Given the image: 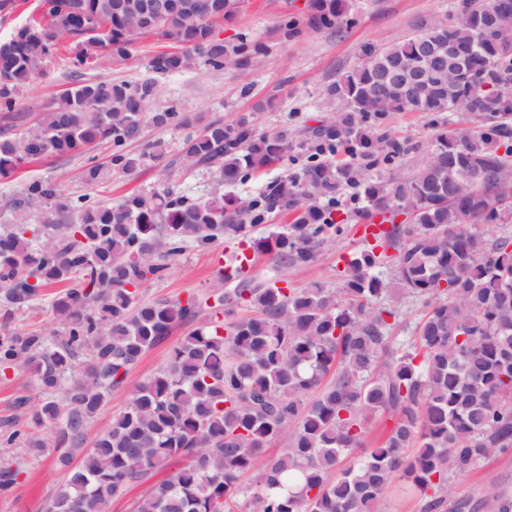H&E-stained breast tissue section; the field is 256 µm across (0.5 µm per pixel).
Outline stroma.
<instances>
[{
  "mask_svg": "<svg viewBox=\"0 0 512 512\" xmlns=\"http://www.w3.org/2000/svg\"><path fill=\"white\" fill-rule=\"evenodd\" d=\"M459 0H355L346 23L333 29L307 27L305 0H242L240 11L214 26L215 35L228 44L247 41L263 45L266 56L262 65L240 69L227 64L216 68L205 62L175 73L155 70L152 59L162 53L177 51L178 45L157 34L142 37L128 54L88 65L79 73H71L65 59L76 49L74 38H63L56 54L44 60L30 82L16 97L9 112H0V132L15 131V116L34 123L51 107L64 88L108 76L131 86H149L147 113L173 111L188 117L182 126L157 127L145 123L138 141L130 146L141 155L140 165L131 172L112 171L96 183H88L85 170L106 162L112 148L102 144L93 151L68 157L49 156L24 165L9 176H0V224L7 223L14 201L23 197L30 182L54 185L69 204L88 200L110 204L131 193L149 194L163 188L196 200L213 187L209 167H187L183 154L187 140L200 127L212 120L226 123L249 116L256 132L288 128L303 136L308 128L326 120L331 114L325 104V90L337 75L360 64L367 52L383 48L416 33L425 21H447ZM295 21L299 33L284 38L286 22ZM369 127L385 132L408 146L407 164H415L424 156L426 145L440 132L457 128L479 127L480 122L468 114L441 112L420 114L394 112L381 120H369ZM164 142L166 153L156 159L150 154L152 142ZM306 157L300 146H292L281 161L267 170L249 176L232 188L233 197L250 199L263 193L281 176L299 173ZM344 226L334 243L320 249L307 269L281 275L267 258H256L245 276L233 279L217 276L212 271L215 254L230 259L245 251L244 243L222 239L204 249H187L167 259L162 278L146 282L139 290L142 301L153 302L179 298L198 300L202 316L224 320V309L216 303L220 294L235 295L243 284H272L287 278L290 286L318 281L335 287L337 272L347 258L365 248L355 235L361 225V201L353 191L341 199ZM54 289H41L39 295L14 311L8 323H0V336L13 332L39 330L47 336L60 334L61 324L49 304ZM189 331L188 326L175 327L169 336L149 349L131 370L126 386L113 389L97 415L89 420L81 448L72 452L81 459L92 448L99 433L122 412L130 399L131 387L152 377L168 361L169 353ZM26 399L29 406L42 403L43 393L34 378L21 369L0 372V433L15 415L14 403ZM58 449L39 451L28 448L25 440L0 446V473L11 470L16 477L0 488V512H46L53 497L66 483L65 470L57 463ZM498 486L512 492V454L488 459L468 474L451 478L450 499H481L486 488Z\"/></svg>",
  "mask_w": 512,
  "mask_h": 512,
  "instance_id": "stroma-1",
  "label": "stroma"
}]
</instances>
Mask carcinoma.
I'll use <instances>...</instances> for the list:
<instances>
[{
	"label": "carcinoma",
	"instance_id": "obj_1",
	"mask_svg": "<svg viewBox=\"0 0 512 512\" xmlns=\"http://www.w3.org/2000/svg\"><path fill=\"white\" fill-rule=\"evenodd\" d=\"M141 2L44 0L46 21L0 41V108L12 110L14 94L65 34L81 39L69 58L74 71L95 48L122 57L151 33L185 47L153 59L164 72L197 58L218 68L263 59L256 45L216 39V20L205 15L212 5L216 16L230 17L240 0H165L161 15ZM493 2L459 0L448 22L426 24L339 74L327 88L338 115L311 130L305 167L242 207L232 206L226 189L277 164L293 146L288 129L257 133L244 117L205 124L185 151L187 165L217 168L218 187L199 202L163 189L87 204L74 217L60 202L38 229L27 224V205L57 192L29 183L11 222L0 224V318L9 321L39 289L53 286L59 292L52 311L65 332L0 336V367H22L47 394L35 409L24 400L16 406L14 424L46 429L26 438L35 450L80 447L88 421L142 355L198 318L193 300L139 301V288L165 270L148 263L151 256L203 249L225 236L249 243L279 269H306L340 232L336 216L348 187L365 202L363 219L379 215L389 223L345 262L338 287L242 288L251 314L184 336L77 465L67 453L59 457L67 481L52 501L55 512H110L114 496L145 485L175 459L185 463L145 485L135 512H232L239 497L241 512H376L397 476L424 499V512H448L451 477L512 454V234L490 238L477 229L512 224V209L492 208L512 193V148L505 143L512 136V13L498 17L496 38L476 43ZM307 8L309 27L333 28L349 3L309 0ZM448 42L462 58L439 62L437 80L412 77L424 44ZM148 93L108 78L65 89L36 126L0 135V175L104 141L114 147L111 167L135 170L141 156L124 146L142 134ZM460 102L482 127L438 134L409 174L401 166L409 148L363 125L391 112H455ZM340 147L360 165L336 163ZM381 163L391 167L385 179L364 177V168ZM276 211L291 212L292 223L250 237ZM388 257L395 284L426 305L397 355L387 351L397 300L377 271ZM319 388L321 396L306 402ZM381 413L392 421L385 439L333 476ZM282 439V453L260 465L263 449ZM255 469V485L242 486ZM480 507L512 512V493L490 487Z\"/></svg>",
	"mask_w": 512,
	"mask_h": 512
}]
</instances>
